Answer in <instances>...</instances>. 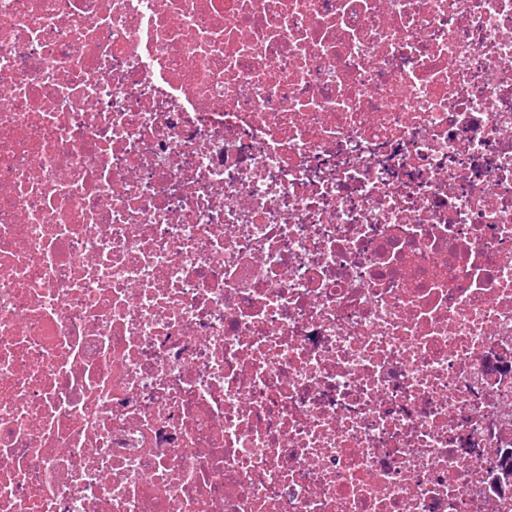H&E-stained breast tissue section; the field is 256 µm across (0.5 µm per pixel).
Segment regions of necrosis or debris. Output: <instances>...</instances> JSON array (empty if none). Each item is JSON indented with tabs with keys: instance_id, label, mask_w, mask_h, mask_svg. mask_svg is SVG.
I'll return each mask as SVG.
<instances>
[{
	"instance_id": "4bbe7bcc",
	"label": "necrosis or debris",
	"mask_w": 512,
	"mask_h": 512,
	"mask_svg": "<svg viewBox=\"0 0 512 512\" xmlns=\"http://www.w3.org/2000/svg\"><path fill=\"white\" fill-rule=\"evenodd\" d=\"M0 512H512V0H0Z\"/></svg>"
}]
</instances>
